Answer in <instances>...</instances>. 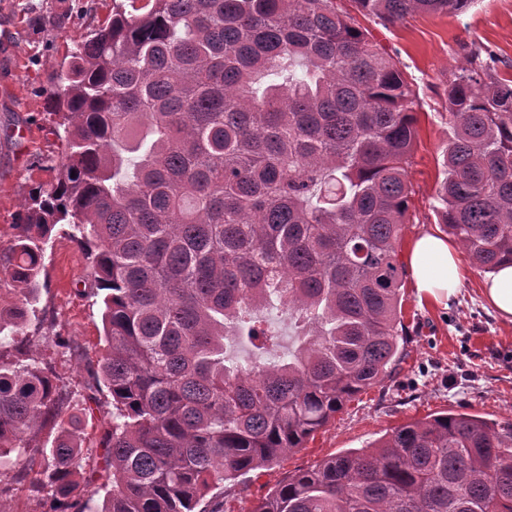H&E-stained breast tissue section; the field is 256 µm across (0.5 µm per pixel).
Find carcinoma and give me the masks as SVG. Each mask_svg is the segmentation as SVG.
Wrapping results in <instances>:
<instances>
[{
    "instance_id": "1",
    "label": "carcinoma",
    "mask_w": 512,
    "mask_h": 512,
    "mask_svg": "<svg viewBox=\"0 0 512 512\" xmlns=\"http://www.w3.org/2000/svg\"><path fill=\"white\" fill-rule=\"evenodd\" d=\"M396 23L472 0H354ZM414 91L333 0H112L66 56L65 147L0 253V468L56 430L31 491L85 512L73 392L36 343L57 225L103 292L112 473L102 512H220L208 491L298 448L399 353ZM435 209L483 273L512 263V78L470 52L448 84ZM287 310L295 346L273 328ZM248 339L244 360L232 349ZM251 512H512V417L446 412L286 475Z\"/></svg>"
}]
</instances>
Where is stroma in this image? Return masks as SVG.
<instances>
[{"label":"stroma","instance_id":"stroma-1","mask_svg":"<svg viewBox=\"0 0 512 512\" xmlns=\"http://www.w3.org/2000/svg\"><path fill=\"white\" fill-rule=\"evenodd\" d=\"M336 5L398 61L416 90L410 222L400 243L405 251L421 234L442 231L434 206L443 178L446 91L453 73L466 65L470 51L479 50L494 55L500 75L512 76V0H472L456 15L415 14L396 24L359 13L353 0ZM111 9L110 0H0V252L12 244L31 189L55 180L45 159L62 155L60 118L48 106L59 66ZM48 16L59 19V26L42 25ZM460 264L461 291L445 307L419 299L412 281H405L408 342L391 375L349 402L305 447L250 478L213 489L224 512H250L286 474L365 447L410 419L449 410L488 419L512 415V323L502 322L483 301L486 274L468 256H461ZM100 300L84 254L57 235L39 294L44 324L24 333L44 335L41 358L78 394L104 354ZM56 334L68 338L70 349L51 343Z\"/></svg>","mask_w":512,"mask_h":512}]
</instances>
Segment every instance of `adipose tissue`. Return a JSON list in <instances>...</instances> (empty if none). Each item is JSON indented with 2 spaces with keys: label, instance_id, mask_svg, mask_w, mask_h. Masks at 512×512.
<instances>
[{
  "label": "adipose tissue",
  "instance_id": "adipose-tissue-1",
  "mask_svg": "<svg viewBox=\"0 0 512 512\" xmlns=\"http://www.w3.org/2000/svg\"><path fill=\"white\" fill-rule=\"evenodd\" d=\"M409 267L419 298L448 305L461 287L456 248L442 236L425 233L409 250Z\"/></svg>",
  "mask_w": 512,
  "mask_h": 512
}]
</instances>
